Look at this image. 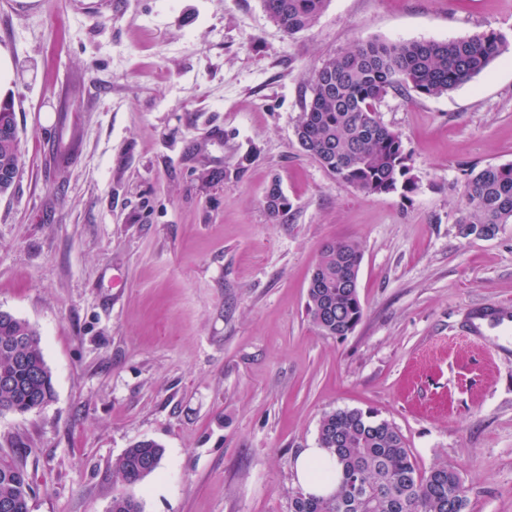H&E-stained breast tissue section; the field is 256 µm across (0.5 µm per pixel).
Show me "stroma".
Masks as SVG:
<instances>
[{
	"mask_svg": "<svg viewBox=\"0 0 512 512\" xmlns=\"http://www.w3.org/2000/svg\"><path fill=\"white\" fill-rule=\"evenodd\" d=\"M512 40V0H327L295 36L262 0H18L0 13V95L21 169L0 197V310L40 335L54 396L0 413L22 441L30 512H291L296 456L336 409L394 423L445 463L465 512H512V224L460 237L463 169L512 163V51L441 97L388 95L417 189L367 196L295 135L323 59L361 39ZM279 180L292 208L262 199ZM359 241L364 316L306 314L322 247ZM161 444L130 486L112 463ZM164 448L153 440H140L126 448L112 464L113 473L127 485H136L159 467Z\"/></svg>",
	"mask_w": 512,
	"mask_h": 512,
	"instance_id": "1",
	"label": "stroma"
}]
</instances>
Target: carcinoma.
Instances as JSON below:
<instances>
[{"label": "carcinoma", "mask_w": 512, "mask_h": 512, "mask_svg": "<svg viewBox=\"0 0 512 512\" xmlns=\"http://www.w3.org/2000/svg\"><path fill=\"white\" fill-rule=\"evenodd\" d=\"M326 0H263L269 17L289 36L311 27ZM512 43L494 30L448 40L381 42L359 40L325 58L316 69L312 95L295 134L300 148L337 180L368 196L411 193L416 179L401 135L378 116L388 94L440 97L485 72ZM18 133L0 126V192L8 193L20 167ZM463 204L455 220L458 234L492 237L512 224V163L472 166L464 171ZM263 205L273 219L291 209L279 181L268 185ZM363 259L355 241L326 244L309 279L307 314L327 336H345L363 316L357 281ZM53 384L37 331L25 320L0 316V407L27 413L46 405ZM318 446L340 468L336 490L327 497L297 491L291 512H463L466 489L448 465L417 469L403 435L371 410L324 413ZM27 450L14 442L0 448V507L30 512L32 486ZM164 448L140 440L112 464L113 473L136 485L159 467ZM108 512H143L131 494L112 497Z\"/></svg>", "instance_id": "carcinoma-1"}]
</instances>
